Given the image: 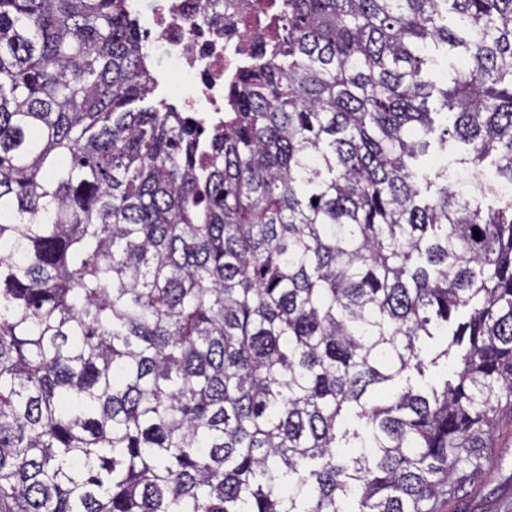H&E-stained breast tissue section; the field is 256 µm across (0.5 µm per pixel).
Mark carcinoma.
I'll use <instances>...</instances> for the list:
<instances>
[{
	"label": "carcinoma",
	"mask_w": 512,
	"mask_h": 512,
	"mask_svg": "<svg viewBox=\"0 0 512 512\" xmlns=\"http://www.w3.org/2000/svg\"><path fill=\"white\" fill-rule=\"evenodd\" d=\"M271 2L205 136L0 0V512H438L512 413V0Z\"/></svg>",
	"instance_id": "obj_1"
}]
</instances>
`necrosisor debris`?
Returning <instances> with one entry per match:
<instances>
[{
  "label": "necrosis or debris",
  "mask_w": 512,
  "mask_h": 512,
  "mask_svg": "<svg viewBox=\"0 0 512 512\" xmlns=\"http://www.w3.org/2000/svg\"><path fill=\"white\" fill-rule=\"evenodd\" d=\"M267 0L249 8H225L224 0H131L130 11L144 22L151 46L172 71L188 78L184 104L203 128L224 118V81L247 58L255 35L275 38L266 22Z\"/></svg>",
  "instance_id": "obj_1"
}]
</instances>
